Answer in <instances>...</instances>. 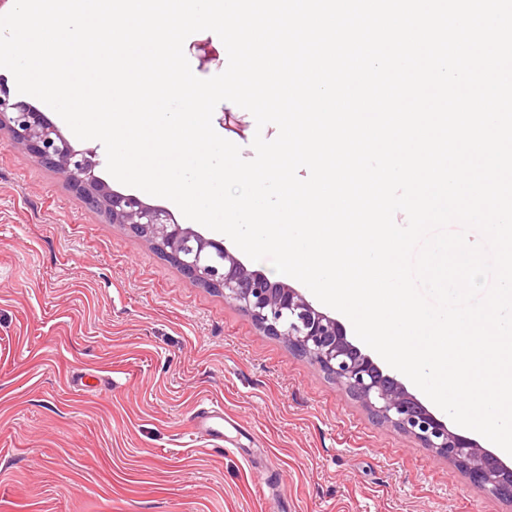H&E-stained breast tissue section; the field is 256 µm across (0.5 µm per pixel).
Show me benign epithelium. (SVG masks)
<instances>
[{
    "mask_svg": "<svg viewBox=\"0 0 512 512\" xmlns=\"http://www.w3.org/2000/svg\"><path fill=\"white\" fill-rule=\"evenodd\" d=\"M0 131L9 144L55 170L85 205L98 206L114 224L174 256L182 271L202 285H215L263 332L317 364L337 385L360 401L380 423L416 439L424 448L464 470L469 480L512 502V467L477 441L452 431L348 336L337 319L320 311L296 288L253 271L221 241L173 221L163 207L135 194L110 189L99 175L97 150H78L41 112L0 94Z\"/></svg>",
    "mask_w": 512,
    "mask_h": 512,
    "instance_id": "obj_1",
    "label": "benign epithelium"
}]
</instances>
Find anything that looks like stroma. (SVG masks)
I'll return each mask as SVG.
<instances>
[{"mask_svg":"<svg viewBox=\"0 0 512 512\" xmlns=\"http://www.w3.org/2000/svg\"><path fill=\"white\" fill-rule=\"evenodd\" d=\"M214 53L200 63L194 46ZM193 73L225 70L211 31ZM214 130L252 159L234 103ZM224 417L194 429L197 410ZM0 512H512L0 135Z\"/></svg>","mask_w":512,"mask_h":512,"instance_id":"1","label":"stroma"}]
</instances>
